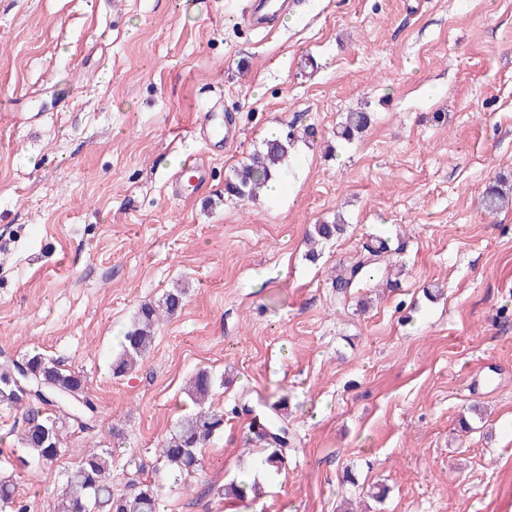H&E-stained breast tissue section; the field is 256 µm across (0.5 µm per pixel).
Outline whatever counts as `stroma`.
<instances>
[{
  "instance_id": "1",
  "label": "stroma",
  "mask_w": 512,
  "mask_h": 512,
  "mask_svg": "<svg viewBox=\"0 0 512 512\" xmlns=\"http://www.w3.org/2000/svg\"><path fill=\"white\" fill-rule=\"evenodd\" d=\"M244 4L0 0V352H45L98 407L58 461L0 473L31 512L94 448L113 492L132 459L154 480L206 369L224 430L159 512H512V206H482L512 185V0H297L272 35ZM216 103L240 137L212 152L194 129ZM272 129L295 135L281 194L227 198ZM190 159L210 178L176 192ZM337 220L308 261V229ZM378 232L399 288L338 303L334 268ZM174 288L181 312L113 377L139 305ZM282 398L284 466L222 497L262 457L250 410ZM370 124V115L366 112H349L336 130V137L352 140L356 134L365 130Z\"/></svg>"
}]
</instances>
